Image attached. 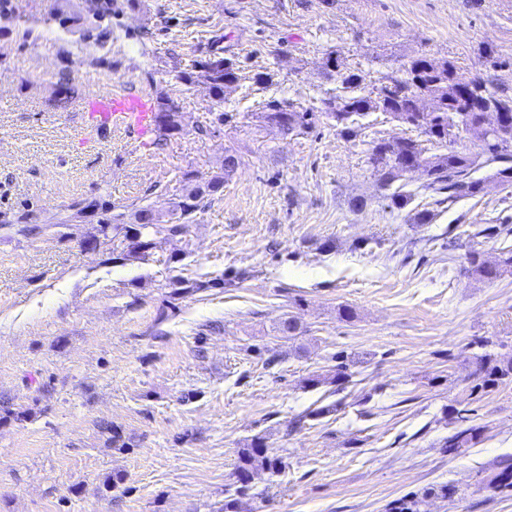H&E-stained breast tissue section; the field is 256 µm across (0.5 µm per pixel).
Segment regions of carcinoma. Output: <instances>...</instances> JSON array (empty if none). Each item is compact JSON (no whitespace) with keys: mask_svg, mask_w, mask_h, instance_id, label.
<instances>
[{"mask_svg":"<svg viewBox=\"0 0 512 512\" xmlns=\"http://www.w3.org/2000/svg\"><path fill=\"white\" fill-rule=\"evenodd\" d=\"M400 75L378 86L368 87L365 79L358 73H349L343 77L342 84L347 94L336 96L327 102V117L336 125L350 133L352 126L372 112H384L391 118L405 119L404 125L420 130L427 141L435 144H448V126L450 120L462 119L463 131L471 133L481 142L485 163H497L494 178L503 185H512V129L504 133L492 128L479 126L480 115L470 111L473 106L481 109H493L512 116V96L489 89L488 83L468 82V77L457 71L448 61H435L426 56L413 58L401 65ZM177 79L186 86L196 83L209 85L218 104L224 103V90L238 81L237 67L233 60L224 57V36L211 38L210 46L204 58L194 63L191 71H182ZM428 99L432 108L424 111L420 102ZM313 112L294 109L286 101H270L265 105L261 118L268 123L278 124L284 132L292 133L309 128ZM157 130L159 137L165 140L181 133L179 115L169 100L160 97L157 101ZM370 161L379 166L375 173L381 176V187L388 189L403 177L401 166L416 163L428 178L425 188L437 194H448V200L473 197L483 191V181L474 179L471 174L478 166V158L448 150L445 153L428 155L421 143L408 137L381 140L371 148ZM224 174L215 175L209 180L184 188V192L174 202L169 220L160 216L153 217L156 229L144 230L139 221L143 214L151 210L142 205L128 215L124 212H112V202H104V210L109 213L101 222L98 232L106 235L112 230L122 235L119 243L113 245L112 253L116 259L124 260L138 256L152 248L155 237L159 235L176 236L183 232L197 213L210 206L215 196L224 189V176L234 171L229 157H224ZM133 220L129 224L126 219ZM471 274L493 282L503 273L512 271V248L500 252L493 261L485 260L477 251L468 254ZM487 340L476 341L482 349L477 355V383L475 388L490 391L502 385L512 383V353L489 352ZM458 426L448 436L445 448L452 454L461 448L476 445L482 435V427L473 423L469 416H456ZM284 466L282 458L267 453L262 438L252 439L250 445L239 451V463L236 470L237 482L245 485L256 472L275 475ZM485 488L497 491L512 488V463H499L484 479ZM457 494L456 487L448 484L429 487L412 497L404 496L389 504L387 512H420L419 506L425 499L435 497L450 500Z\"/></svg>","mask_w":512,"mask_h":512,"instance_id":"cac0c4a2","label":"carcinoma"}]
</instances>
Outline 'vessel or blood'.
I'll list each match as a JSON object with an SVG mask.
<instances>
[{"label":"vessel or blood","mask_w":512,"mask_h":512,"mask_svg":"<svg viewBox=\"0 0 512 512\" xmlns=\"http://www.w3.org/2000/svg\"><path fill=\"white\" fill-rule=\"evenodd\" d=\"M88 126L96 132L118 130L135 141H143L156 129L152 98L143 91L120 88L108 92L91 91L84 105Z\"/></svg>","instance_id":"vessel-or-blood-1"}]
</instances>
